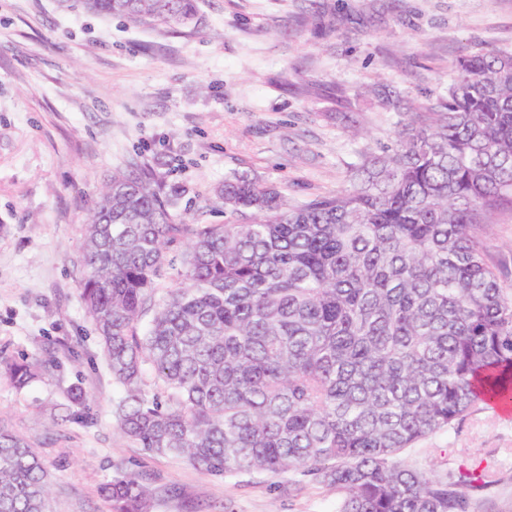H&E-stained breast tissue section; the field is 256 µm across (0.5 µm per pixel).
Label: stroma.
<instances>
[{
	"instance_id": "stroma-1",
	"label": "stroma",
	"mask_w": 512,
	"mask_h": 512,
	"mask_svg": "<svg viewBox=\"0 0 512 512\" xmlns=\"http://www.w3.org/2000/svg\"><path fill=\"white\" fill-rule=\"evenodd\" d=\"M492 48L512 52V0H198L175 28L0 0V362L63 363L22 390L0 370V423L50 465L49 512H112L101 488L119 471L151 489V512H335L311 478H224L118 432L80 297L83 225L134 159L183 187L172 211L190 224L225 222L215 191L234 174L296 203L335 194L407 122L396 101L439 103L459 58ZM479 239L512 288V212ZM405 456L462 481L478 512H512V413L477 404Z\"/></svg>"
}]
</instances>
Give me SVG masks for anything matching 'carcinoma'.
I'll list each match as a JSON object with an SVG mask.
<instances>
[{
    "instance_id": "cac0c4a2",
    "label": "carcinoma",
    "mask_w": 512,
    "mask_h": 512,
    "mask_svg": "<svg viewBox=\"0 0 512 512\" xmlns=\"http://www.w3.org/2000/svg\"><path fill=\"white\" fill-rule=\"evenodd\" d=\"M170 27L196 0H81ZM225 224H179L153 172L115 173L87 224L81 298L123 397L117 428L213 475L312 477L336 512H476L461 481L401 456L479 402L512 403V292L477 230L512 208V53L465 54L448 98L349 186L290 205L244 175ZM185 286L158 295L168 247ZM45 365H5L19 389ZM49 472L0 425V512H47ZM112 512H150L133 472Z\"/></svg>"
}]
</instances>
